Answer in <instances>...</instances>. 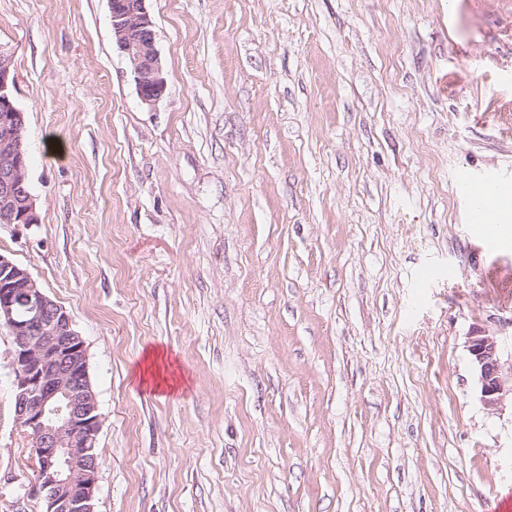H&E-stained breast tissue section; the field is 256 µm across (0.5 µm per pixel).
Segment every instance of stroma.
<instances>
[{
	"label": "stroma",
	"instance_id": "obj_1",
	"mask_svg": "<svg viewBox=\"0 0 512 512\" xmlns=\"http://www.w3.org/2000/svg\"><path fill=\"white\" fill-rule=\"evenodd\" d=\"M138 97L108 0H0L40 217L0 226L86 345L95 512H488L512 403V0H147ZM507 247L488 253L485 235ZM0 326V512L28 497ZM165 353L175 390L141 385ZM146 1L108 0V7L112 41L128 58L141 103L152 108L165 96L167 82ZM465 183L468 188V203L478 224H493L499 211L512 208V195L503 191L497 179L473 181L466 178ZM469 337L468 351L474 368L480 403L486 408H495L509 394L512 401V376L510 388L503 379L497 343L493 336L476 331Z\"/></svg>",
	"mask_w": 512,
	"mask_h": 512
}]
</instances>
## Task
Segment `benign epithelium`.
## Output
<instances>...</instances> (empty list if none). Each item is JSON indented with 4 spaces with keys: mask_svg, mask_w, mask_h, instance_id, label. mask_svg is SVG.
I'll return each mask as SVG.
<instances>
[{
    "mask_svg": "<svg viewBox=\"0 0 512 512\" xmlns=\"http://www.w3.org/2000/svg\"><path fill=\"white\" fill-rule=\"evenodd\" d=\"M108 7L112 41L128 58L141 103L152 108L167 82L146 0H108ZM14 84L13 55L0 47V225L28 226L40 218L28 187L25 113L14 100ZM0 324L12 337L16 420L39 460L28 495L43 501L44 512H94L102 416L85 341L29 270L1 254ZM468 351L479 401L495 408L512 393L500 372L497 343L476 331Z\"/></svg>",
    "mask_w": 512,
    "mask_h": 512,
    "instance_id": "7a95c632",
    "label": "benign epithelium"
}]
</instances>
